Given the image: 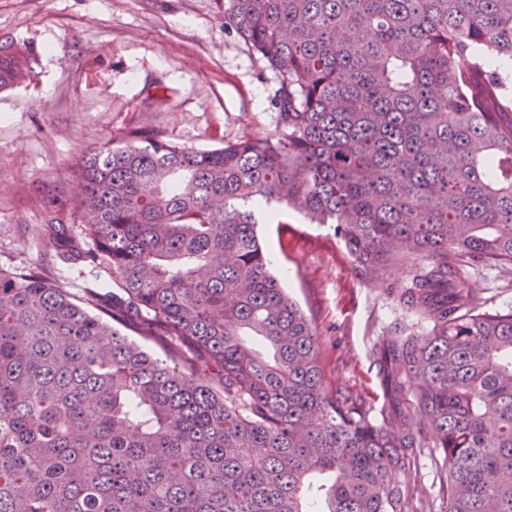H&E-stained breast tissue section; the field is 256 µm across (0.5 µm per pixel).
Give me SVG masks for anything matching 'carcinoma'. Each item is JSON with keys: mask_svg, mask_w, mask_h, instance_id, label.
<instances>
[{"mask_svg": "<svg viewBox=\"0 0 512 512\" xmlns=\"http://www.w3.org/2000/svg\"><path fill=\"white\" fill-rule=\"evenodd\" d=\"M219 2L278 73L279 134L138 129L75 160L33 232L118 291L0 268V512H407L426 448L448 512H512V309L464 287L512 269V0ZM40 69L28 46L0 88ZM273 203L362 279L406 270L425 328L373 342L379 407L324 384L257 236Z\"/></svg>", "mask_w": 512, "mask_h": 512, "instance_id": "1", "label": "carcinoma"}]
</instances>
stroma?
Wrapping results in <instances>:
<instances>
[{"label":"stroma","instance_id":"1","mask_svg":"<svg viewBox=\"0 0 512 512\" xmlns=\"http://www.w3.org/2000/svg\"><path fill=\"white\" fill-rule=\"evenodd\" d=\"M41 52L37 83L0 92V267L40 270L75 297L112 290L108 275L59 256L43 223L45 191L62 188L75 158L114 135L148 128L193 150L279 131L277 75L225 32L215 0H0V39ZM258 234L275 274L311 316L325 385L381 397L370 344L393 322L406 272L385 286L353 270L332 225L280 204ZM444 471L422 456L410 512H446Z\"/></svg>","mask_w":512,"mask_h":512}]
</instances>
